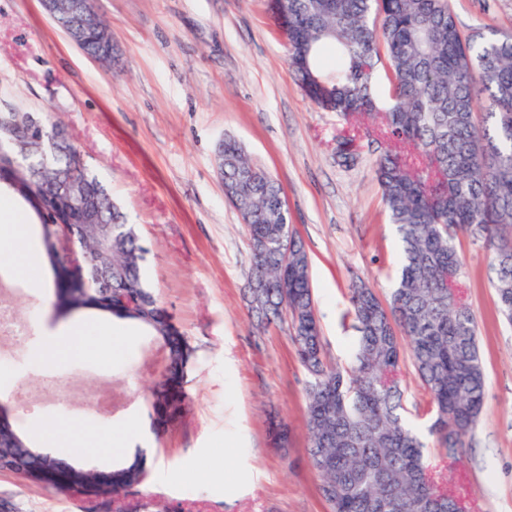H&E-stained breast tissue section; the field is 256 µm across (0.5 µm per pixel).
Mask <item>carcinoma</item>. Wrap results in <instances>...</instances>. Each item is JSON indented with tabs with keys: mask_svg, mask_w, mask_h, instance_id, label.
<instances>
[{
	"mask_svg": "<svg viewBox=\"0 0 512 512\" xmlns=\"http://www.w3.org/2000/svg\"><path fill=\"white\" fill-rule=\"evenodd\" d=\"M288 65L307 97L321 110L348 118L377 119L389 148L376 160V177L400 235L401 274L388 303L363 281L350 288L358 343L349 366L326 362L310 279V260L299 239L283 261L280 240L292 236L281 187L224 140V185L241 183L231 200L246 221L253 256L251 279L261 285L262 305L251 307L258 325L290 320L297 355L311 376L304 424L319 493L331 512H465V499L442 472L423 461L424 443L402 416L401 365L411 362L430 395L437 436L446 458L477 426L486 376L478 326L461 290L464 259L456 240L467 234L493 259L495 303L512 323V34L463 35L450 0H288ZM386 57L391 72L387 103L374 89V67ZM11 136L0 129V180L27 200L38 196L31 171L55 178L69 172L74 156L14 160ZM81 177L102 190L100 207L112 222V248H102L70 223L61 200H47L39 214L46 255L58 269L56 230L69 225L77 251L120 281L112 295L93 282L66 289L56 282L60 311L96 309L146 326L167 365L150 389L154 430L165 432L188 410L183 385L195 348L151 291L143 266L147 249L130 224L119 222L98 178ZM7 456L0 466L27 469L37 482L32 444L14 427L0 429ZM138 452L112 468V488L82 493L119 495L143 480Z\"/></svg>",
	"mask_w": 512,
	"mask_h": 512,
	"instance_id": "cac0c4a2",
	"label": "carcinoma"
}]
</instances>
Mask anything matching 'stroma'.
Segmentation results:
<instances>
[{
    "label": "stroma",
    "mask_w": 512,
    "mask_h": 512,
    "mask_svg": "<svg viewBox=\"0 0 512 512\" xmlns=\"http://www.w3.org/2000/svg\"><path fill=\"white\" fill-rule=\"evenodd\" d=\"M460 30L512 33V0H451ZM112 32V58H89L40 0H0V110L56 121L147 248L145 274L196 349L186 392L191 408L163 435L151 432L149 366L159 346L141 324L95 309L58 312L55 279L17 280L9 296L31 328L0 351V403L38 448L87 468L92 456L63 429L121 435L130 420L147 434L138 450L148 476L120 495L85 496L0 473V512H330L307 454L308 372L289 322L257 330L246 292L251 250L224 196L216 154L225 138L281 186L289 220L311 258L325 353L347 364L358 334L349 313L352 280L389 299L401 244L375 175L385 142L358 118L324 112L289 70L268 0H95ZM354 140L343 164L340 138ZM463 284L478 325L485 408L456 463L430 434L429 395L405 367L403 403L442 470L472 512H512V324L495 304L489 253L460 236ZM80 326L68 355L42 359L47 332ZM291 431L288 447L268 434L270 415Z\"/></svg>",
    "instance_id": "35a3bbf8"
}]
</instances>
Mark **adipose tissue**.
<instances>
[{
    "instance_id": "ef3b65f1",
    "label": "adipose tissue",
    "mask_w": 512,
    "mask_h": 512,
    "mask_svg": "<svg viewBox=\"0 0 512 512\" xmlns=\"http://www.w3.org/2000/svg\"><path fill=\"white\" fill-rule=\"evenodd\" d=\"M31 238L30 224L20 213L15 199L0 192V267L15 279H30L39 262Z\"/></svg>"
}]
</instances>
